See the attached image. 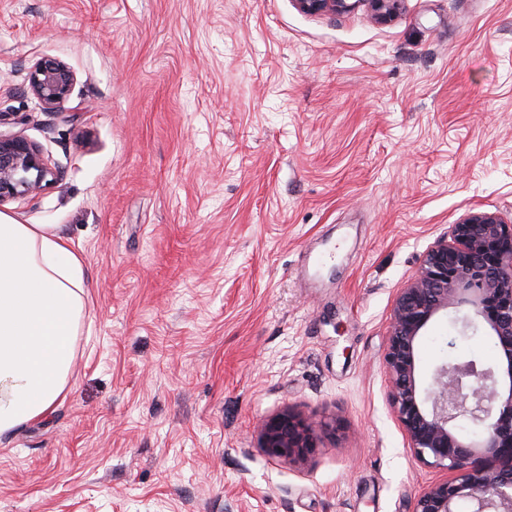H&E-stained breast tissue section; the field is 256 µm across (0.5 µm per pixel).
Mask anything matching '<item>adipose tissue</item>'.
<instances>
[{"mask_svg": "<svg viewBox=\"0 0 512 512\" xmlns=\"http://www.w3.org/2000/svg\"><path fill=\"white\" fill-rule=\"evenodd\" d=\"M86 295L71 243L0 214V436L65 398Z\"/></svg>", "mask_w": 512, "mask_h": 512, "instance_id": "obj_1", "label": "adipose tissue"}]
</instances>
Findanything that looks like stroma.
Listing matches in <instances>:
<instances>
[{"mask_svg": "<svg viewBox=\"0 0 512 512\" xmlns=\"http://www.w3.org/2000/svg\"><path fill=\"white\" fill-rule=\"evenodd\" d=\"M44 59L74 73L44 110ZM0 124L58 178L0 205L78 247L64 401L0 437V512H413L384 367L394 300L470 211L512 216V0H0ZM439 314L417 350L478 358ZM335 423L301 465L280 412ZM298 10L308 15L346 13L363 8L377 24L394 20L404 7L405 0H293ZM74 75L61 61L44 60L37 63L29 74V89L45 107L52 108L70 94ZM320 431L312 416L289 411L266 422L261 448L272 457L303 463L319 447Z\"/></svg>", "mask_w": 512, "mask_h": 512, "instance_id": "obj_1", "label": "stroma"}]
</instances>
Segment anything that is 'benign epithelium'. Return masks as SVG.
Returning <instances> with one entry per match:
<instances>
[{"instance_id":"7a95c632","label":"benign epithelium","mask_w":512,"mask_h":512,"mask_svg":"<svg viewBox=\"0 0 512 512\" xmlns=\"http://www.w3.org/2000/svg\"><path fill=\"white\" fill-rule=\"evenodd\" d=\"M308 15L364 9L377 24L394 20L405 0H293ZM74 75L61 61L44 60L29 74V89L52 108L70 94ZM56 179L38 146L23 136L0 137V205L34 197ZM467 307L462 329L486 324V336L507 360L508 386L475 359L439 365L421 388L416 350L423 331L441 312ZM391 402L408 448L422 464L448 471V479L418 496L414 512H512V223L501 214L470 211L423 254L415 275L395 299L384 356ZM313 417L292 411L272 417L261 447L277 458L305 462L319 447Z\"/></svg>"}]
</instances>
